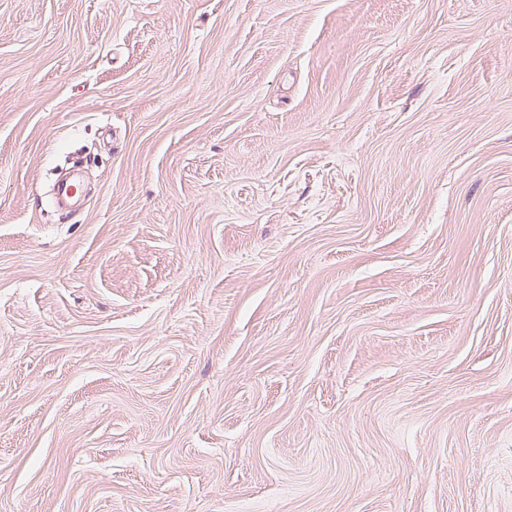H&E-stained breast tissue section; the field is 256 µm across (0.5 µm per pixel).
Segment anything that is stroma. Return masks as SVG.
Masks as SVG:
<instances>
[{
    "label": "stroma",
    "mask_w": 512,
    "mask_h": 512,
    "mask_svg": "<svg viewBox=\"0 0 512 512\" xmlns=\"http://www.w3.org/2000/svg\"><path fill=\"white\" fill-rule=\"evenodd\" d=\"M0 512H512V0H0Z\"/></svg>",
    "instance_id": "1"
}]
</instances>
